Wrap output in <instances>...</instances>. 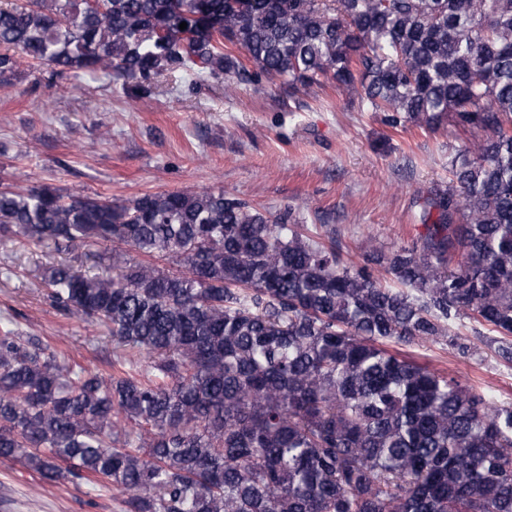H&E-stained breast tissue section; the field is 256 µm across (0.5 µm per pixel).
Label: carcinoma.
<instances>
[{
	"label": "carcinoma",
	"instance_id": "1",
	"mask_svg": "<svg viewBox=\"0 0 512 512\" xmlns=\"http://www.w3.org/2000/svg\"><path fill=\"white\" fill-rule=\"evenodd\" d=\"M25 61L136 97L172 74L331 81L393 130L485 138L424 201L421 245L356 266L222 190H0V236L112 245V277L44 283L125 350L105 376L1 329L0 459L117 486L129 512H512V403L385 347L465 356L466 317L512 363V0H15L0 82Z\"/></svg>",
	"mask_w": 512,
	"mask_h": 512
}]
</instances>
